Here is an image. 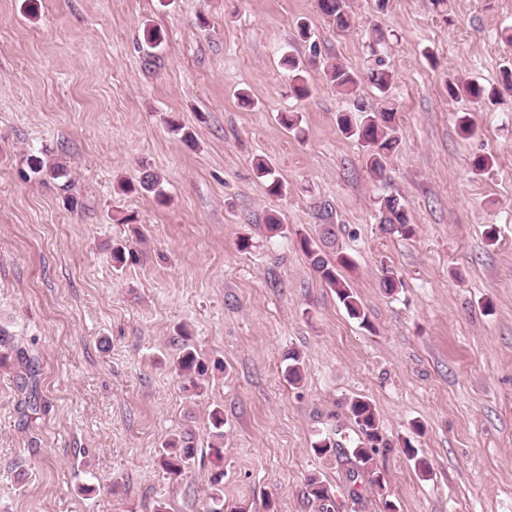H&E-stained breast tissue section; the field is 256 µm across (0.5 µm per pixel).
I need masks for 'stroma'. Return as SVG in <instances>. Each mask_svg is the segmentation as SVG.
<instances>
[{
  "label": "stroma",
  "mask_w": 512,
  "mask_h": 512,
  "mask_svg": "<svg viewBox=\"0 0 512 512\" xmlns=\"http://www.w3.org/2000/svg\"><path fill=\"white\" fill-rule=\"evenodd\" d=\"M348 11L340 29L316 0H0V327L12 337L0 346V512H207L216 407L226 512H319L304 494L312 475L335 512H384L387 500L396 512H512V97L477 105L445 90L496 83L512 64L501 36L512 0H450L444 13L431 0H348ZM300 20L312 43L298 39ZM150 27L165 34L159 47L144 40ZM314 46L357 71L378 49L394 73L388 93L366 83L359 97L398 107L384 180L337 129L355 100L316 68L311 96L291 93L280 58ZM281 112L298 113V133ZM462 112L474 139L457 131ZM39 151L63 161L67 187L30 174L23 159ZM478 154L495 157L491 172H472ZM261 159L284 196L257 177ZM145 170L165 203L116 192ZM385 195L405 205L412 235L382 231ZM326 204L368 325L303 248ZM270 214L284 234L269 235ZM117 242L132 249L120 270ZM384 268L402 281L391 296ZM186 343L224 363L199 397L170 365ZM20 349L37 362L32 378ZM291 350L304 360L297 386L284 372ZM355 396L383 425L380 495L350 482L343 452L312 449L355 435ZM185 431L195 458L173 483L161 453ZM406 437L430 476L403 453Z\"/></svg>",
  "instance_id": "stroma-1"
}]
</instances>
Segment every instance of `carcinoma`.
I'll return each instance as SVG.
<instances>
[{"instance_id":"carcinoma-1","label":"carcinoma","mask_w":512,"mask_h":512,"mask_svg":"<svg viewBox=\"0 0 512 512\" xmlns=\"http://www.w3.org/2000/svg\"><path fill=\"white\" fill-rule=\"evenodd\" d=\"M320 12L333 18L336 26L343 29L349 25L348 11L345 0H317ZM282 64L288 68L293 83L294 92L300 97H306L311 92L309 71L305 64L292 55L283 58ZM322 72L326 80L341 95L355 97L364 83L375 86L380 92H386L394 81V74L385 68L384 60L373 54V62L367 68L357 73L349 67L326 59L323 62ZM448 97L456 99L460 96L468 97L476 102L492 100L501 94L496 87H486L477 82H448ZM359 115L350 116L341 113L336 117L339 132L347 138L358 141L365 148V163L369 172L375 177H385L389 158L397 150L399 126L396 123L395 108L385 106L379 111H373L363 105L357 106ZM29 171L41 178L56 180L66 176L67 168L61 162L48 158L43 153H31L26 157ZM257 176L265 179L269 194L279 196L283 192L280 177L268 163L260 160L256 164ZM123 191L139 189L153 194L157 199L164 198L161 191L160 177L155 173L143 172L138 184L129 183L120 185ZM378 210L381 217L382 229L386 233L409 235L413 232L410 224L408 210L395 196H383L378 199ZM337 225L324 224L320 232L319 243L303 242V248L309 258L310 264L320 278L330 288L343 306L347 314L361 324L367 323V315L359 298L352 287L340 275V268L350 265V258L339 250L336 234ZM288 381L298 385L303 380V358L296 350L285 355ZM174 371L181 379L183 389L194 394L203 392L208 379L210 367L199 355L197 350L184 346L173 361ZM349 419L353 420L358 428V440L344 454L354 460L356 469L349 472V480L357 482L359 474L368 475V483L375 492L384 488L383 478L377 475L374 466V454L378 443L382 439L383 427L373 405L361 398L353 397L346 403ZM210 423L213 428L214 441L209 446L213 456L214 472L210 482L209 499L212 507L208 512H224V414L219 409L210 413ZM194 458V448L191 438L186 435L175 436L165 444L162 464L167 474L173 479L180 478L189 468ZM307 497L319 502L323 512H335V503L328 489L315 477L308 479Z\"/></svg>"}]
</instances>
